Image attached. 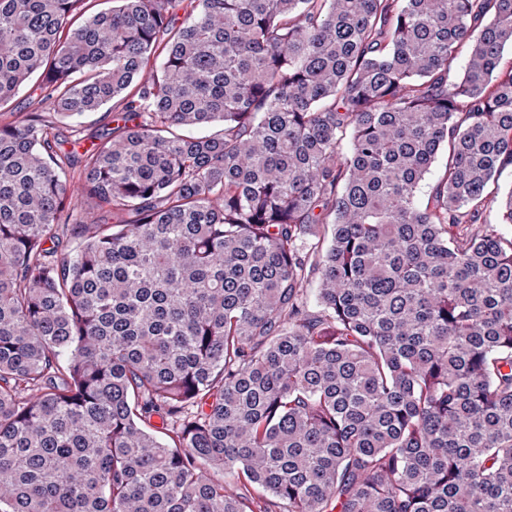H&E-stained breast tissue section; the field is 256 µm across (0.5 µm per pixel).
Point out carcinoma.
I'll list each match as a JSON object with an SVG mask.
<instances>
[{"label": "carcinoma", "instance_id": "obj_1", "mask_svg": "<svg viewBox=\"0 0 512 512\" xmlns=\"http://www.w3.org/2000/svg\"><path fill=\"white\" fill-rule=\"evenodd\" d=\"M508 46L512 0H0V512H512ZM112 120V112L106 111L105 109L101 112H94L91 114H87L84 117L80 118L76 123L73 121H64L68 124H77L78 127L82 128L83 135L85 138H89L93 135L97 130H101L104 125H107ZM112 126V123L109 124V127Z\"/></svg>", "mask_w": 512, "mask_h": 512}]
</instances>
